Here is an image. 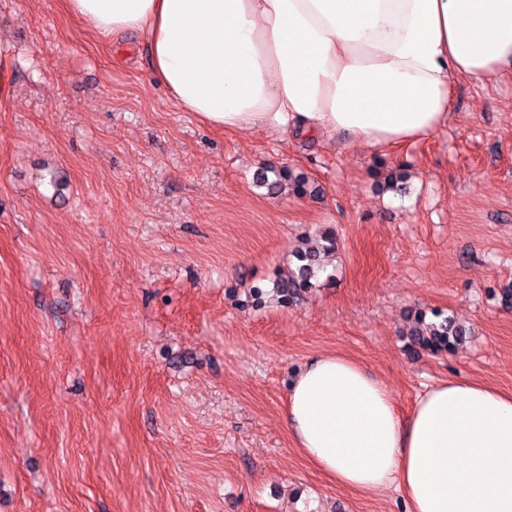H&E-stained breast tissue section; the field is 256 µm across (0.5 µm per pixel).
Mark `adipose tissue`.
<instances>
[{
  "label": "adipose tissue",
  "instance_id": "adipose-tissue-1",
  "mask_svg": "<svg viewBox=\"0 0 512 512\" xmlns=\"http://www.w3.org/2000/svg\"><path fill=\"white\" fill-rule=\"evenodd\" d=\"M103 40L141 36L152 78L214 129L344 135L389 150L448 123L451 79L512 69V0H65ZM284 422L336 484L407 512H512V393L452 378L408 417L339 354L288 389Z\"/></svg>",
  "mask_w": 512,
  "mask_h": 512
}]
</instances>
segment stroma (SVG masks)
Listing matches in <instances>:
<instances>
[{
  "mask_svg": "<svg viewBox=\"0 0 512 512\" xmlns=\"http://www.w3.org/2000/svg\"><path fill=\"white\" fill-rule=\"evenodd\" d=\"M1 56L0 512H406L304 460L298 369L353 358L404 416L451 376L512 391L511 69L456 78L447 126L381 154L212 129L140 37L100 40L64 0H0ZM268 166L307 193L259 188ZM421 314L465 343L424 346ZM319 253L318 248H311L298 255L297 260L300 264L297 274L288 282V288H292L293 295H299L300 292L313 287L312 280L316 279L320 270Z\"/></svg>",
  "mask_w": 512,
  "mask_h": 512,
  "instance_id": "1",
  "label": "stroma"
}]
</instances>
